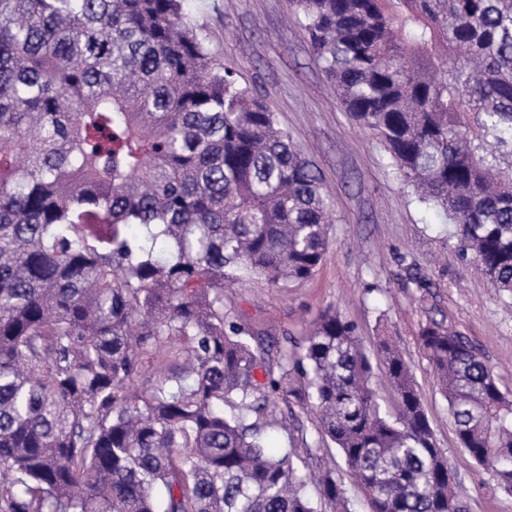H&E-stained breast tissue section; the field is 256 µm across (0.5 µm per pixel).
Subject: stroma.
<instances>
[{
  "instance_id": "obj_1",
  "label": "stroma",
  "mask_w": 512,
  "mask_h": 512,
  "mask_svg": "<svg viewBox=\"0 0 512 512\" xmlns=\"http://www.w3.org/2000/svg\"><path fill=\"white\" fill-rule=\"evenodd\" d=\"M182 10L213 55L232 63L241 83L257 86L334 201L330 245L313 278L280 287L255 276L230 285L225 314L251 331L273 368L328 309L354 324L369 356H376L380 337H389L415 378L465 512H512V496L460 448L419 342L427 322L451 325L512 395V297L491 288L480 267L459 255L447 220L418 203L376 133L350 119L292 0H182ZM275 409L293 416L295 427L267 429L268 453L289 450L307 473L332 470L351 512H369L338 449L316 433L314 414L291 398Z\"/></svg>"
}]
</instances>
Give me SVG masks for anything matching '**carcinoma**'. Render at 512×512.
<instances>
[{"label":"carcinoma","instance_id":"carcinoma-1","mask_svg":"<svg viewBox=\"0 0 512 512\" xmlns=\"http://www.w3.org/2000/svg\"><path fill=\"white\" fill-rule=\"evenodd\" d=\"M293 3L345 110L512 296V0ZM331 213L182 0H0V512H316L307 476L264 449L286 396L370 512H463L394 344L391 418L338 313L277 376L224 315L228 281L312 277ZM420 342L458 443L511 494L512 398L449 326ZM174 346L184 360L140 385L143 356ZM317 486L350 512L332 472Z\"/></svg>","mask_w":512,"mask_h":512}]
</instances>
